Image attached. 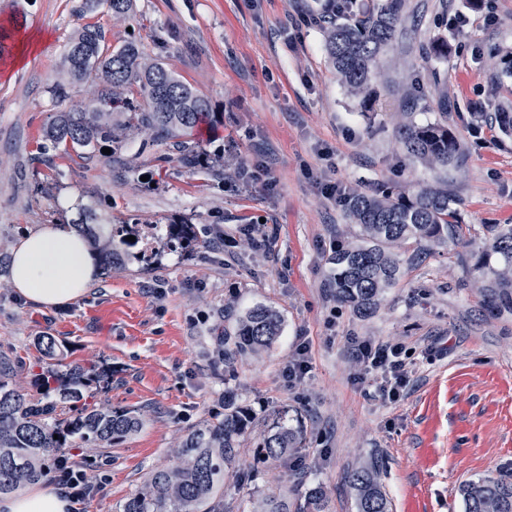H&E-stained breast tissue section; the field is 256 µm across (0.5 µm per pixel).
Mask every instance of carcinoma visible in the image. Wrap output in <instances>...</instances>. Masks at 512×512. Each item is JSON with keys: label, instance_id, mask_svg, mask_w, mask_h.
Wrapping results in <instances>:
<instances>
[{"label": "carcinoma", "instance_id": "1", "mask_svg": "<svg viewBox=\"0 0 512 512\" xmlns=\"http://www.w3.org/2000/svg\"><path fill=\"white\" fill-rule=\"evenodd\" d=\"M101 7L121 17L133 9V0H81L83 17ZM407 0H374L354 9V0H329L323 17L330 19L323 34L330 64L336 75L369 112L377 102L374 82L382 77L380 56L396 41L407 12ZM67 81L53 88L56 99L69 96L75 81L96 79L101 91L92 108L63 109L43 131V138L64 151H94L103 144L118 149L124 128L112 120L119 112L129 126L151 132L156 142H173L182 161L197 165L201 154L192 139L198 125L213 119L209 101L163 63L145 58L138 43L124 41L106 46L101 27L85 23L75 31L64 57ZM398 136L407 152L431 168L446 169L464 161L460 140L448 130V96L442 95L439 118L427 124L402 122ZM457 201L448 184L421 187L413 193L383 186L370 193H352L345 203L353 223V235L328 257V287L336 301L362 317L373 315L386 292L406 273L421 265L427 255L453 243L466 242L471 225L460 224ZM101 217L89 205L78 207L75 226L85 235L104 268L122 266L126 260L149 263L153 254L127 252L120 230L105 232ZM485 248L462 256L461 283H472L494 315H512V224H489ZM195 244L189 223L167 224L154 240ZM281 332L279 312L257 305L241 316L232 336H224L222 360L232 362L258 356L268 350ZM42 370L33 380L37 396L22 392L14 378L19 360L0 353V494L52 477L65 449L80 442L110 447L125 441L143 425L144 413L101 407L93 402L101 372L93 364L66 362L63 346L55 337L38 338ZM256 427L248 409L225 396L224 414L212 416L188 432L174 451L175 463L152 470L138 491L122 506V512H229L224 504V472L238 485L255 480L258 466L299 454L306 437L299 426L275 415L263 422L253 464L239 466L242 442ZM355 494L357 512H389V503L368 469L347 472ZM289 500L267 495L258 512H331V504L319 485L307 486ZM458 493L464 512H512V467L498 476L466 481Z\"/></svg>", "mask_w": 512, "mask_h": 512}]
</instances>
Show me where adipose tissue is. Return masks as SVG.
<instances>
[{
	"mask_svg": "<svg viewBox=\"0 0 512 512\" xmlns=\"http://www.w3.org/2000/svg\"><path fill=\"white\" fill-rule=\"evenodd\" d=\"M96 274L86 239L67 224H44L11 248L10 281L23 298L57 307L83 297ZM59 490L45 484L26 486L0 498V512H71Z\"/></svg>",
	"mask_w": 512,
	"mask_h": 512,
	"instance_id": "ef3b65f1",
	"label": "adipose tissue"
}]
</instances>
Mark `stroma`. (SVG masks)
<instances>
[{
    "label": "stroma",
    "mask_w": 512,
    "mask_h": 512,
    "mask_svg": "<svg viewBox=\"0 0 512 512\" xmlns=\"http://www.w3.org/2000/svg\"><path fill=\"white\" fill-rule=\"evenodd\" d=\"M323 0H134L125 17L106 8L84 21L102 27L109 45L137 41L208 99L212 123L195 133L198 150L224 154L223 168L205 173L176 160L172 145L131 131L115 153L87 157L48 147L43 130L57 111L88 105L94 88L76 82L56 101L67 45L82 19L77 0H0V25L20 23L40 35L35 51L18 39L0 54V244L41 224H69L76 201L93 203L113 224L188 222L200 246L186 252L160 244L153 270L137 263L96 276L87 293L42 309L17 295L0 271V351L21 358L31 387L36 340L52 335L72 363L111 371L98 403L147 412L141 430L97 451L87 474L104 481L80 512H120L152 468L169 464L189 429L223 413V396L264 420L286 413L306 434L303 470L321 484L333 512H356L348 470L374 467L391 512H464L458 486L512 463V316L496 318L477 290L460 287L458 253L481 251L485 225L512 224V136L494 122L512 109V73L501 62L512 50V0H408L407 19L381 69L391 79L374 111H361L339 82L315 19ZM496 23L485 26L484 12ZM462 13L463 31L442 25ZM448 54L425 57L438 35ZM448 90V126L466 150L461 166H422L395 137L399 113L423 124ZM490 122L475 134L474 106ZM265 165L273 191L245 187L237 167ZM458 202L466 244L430 255L390 290L379 311L359 318L325 286L330 240L349 228L341 204L324 196L328 182L372 192L390 182L409 193L438 181ZM266 222L275 235L255 251L242 224ZM221 225L231 252L213 249ZM279 311L282 331L262 356L226 368L218 327H234L257 305ZM310 344L311 372L289 388L282 368L296 337ZM365 336L403 343L416 372L392 403L372 384L353 385L346 339ZM292 494L283 463L260 467L251 485L224 483V498L252 512L268 493Z\"/></svg>",
    "instance_id": "35a3bbf8"
}]
</instances>
